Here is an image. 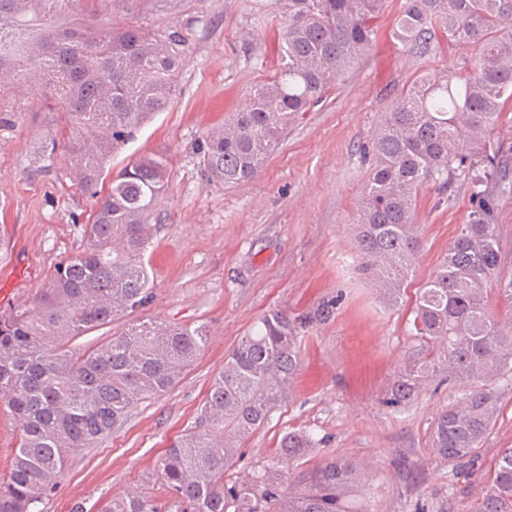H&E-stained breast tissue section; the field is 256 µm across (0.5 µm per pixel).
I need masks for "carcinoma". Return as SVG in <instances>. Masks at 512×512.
<instances>
[{"instance_id": "1", "label": "carcinoma", "mask_w": 512, "mask_h": 512, "mask_svg": "<svg viewBox=\"0 0 512 512\" xmlns=\"http://www.w3.org/2000/svg\"><path fill=\"white\" fill-rule=\"evenodd\" d=\"M63 2L0 0V63L17 66L18 76L42 68L61 88L59 110L70 126L81 187L98 199L82 251L54 267L31 306L0 311V405L18 425L12 459L0 472V512H37L56 492L69 452L108 439L136 403L177 385L207 339L201 325L148 321L96 349L70 346L149 302L142 256L153 203L171 170L162 156L115 173L104 168L173 102L184 40L177 31H116L93 22L47 31ZM381 2L290 0L286 62L199 143L201 175L224 184L253 179L288 124L369 46ZM511 20L512 0H405L393 33L407 50L426 48L438 25L448 40L477 43L480 53L456 72L418 78L384 113L356 224L361 271L377 297L395 305L422 249L417 189L428 182L444 187L460 175L480 202L420 289L413 327L421 352L405 360L387 398L403 408L435 380L465 385L462 400L439 414L432 432L437 455L456 466L473 460L495 424L498 395L488 385L512 373V322L498 320L487 299L496 283L512 303L488 198L501 172L493 133L512 100V33H501ZM147 38L155 42L149 55L140 53ZM102 177L110 178L103 195ZM300 360L295 320L281 311L266 315L224 357L195 427L155 461L152 478L164 486V499L132 496L99 512H364L358 492L365 469L349 459L333 458L284 485L277 464L316 448L302 430L285 433L269 462L247 478L226 479L248 439L292 398ZM481 483L475 512H512V448L499 451Z\"/></svg>"}]
</instances>
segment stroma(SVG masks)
Masks as SVG:
<instances>
[{"instance_id": "obj_1", "label": "stroma", "mask_w": 512, "mask_h": 512, "mask_svg": "<svg viewBox=\"0 0 512 512\" xmlns=\"http://www.w3.org/2000/svg\"><path fill=\"white\" fill-rule=\"evenodd\" d=\"M403 3L382 0L365 53L289 124L255 179L228 186L201 176L197 146L281 64L288 0H68L60 24L92 18L184 39L174 103L111 167L168 158L170 183L153 208L144 254L151 298L135 317L202 323L208 340L172 390L136 404L108 440L70 453L42 512H71L77 502L96 512L113 498L159 495L151 476L157 456L193 426L225 355L277 310L307 321L294 396L246 443L231 478L266 464L285 432L307 430L319 445L304 467L330 457L365 464L361 492L370 512H472L482 489L478 473L512 447V374L495 384L499 412L470 469L441 463L430 443L438 414L461 398L462 386H427L398 410L384 402L405 357L420 347L412 331L418 290L469 223L471 190L460 180L419 188L415 220L424 247L397 305L379 301L360 273L352 233L383 112L417 78L457 70L479 51L439 37L427 50L406 51L392 36ZM62 127L42 76L0 80V310L30 303L55 265L83 248L94 201L74 178L70 152L45 150ZM494 140L507 153L492 204L512 276V103Z\"/></svg>"}]
</instances>
